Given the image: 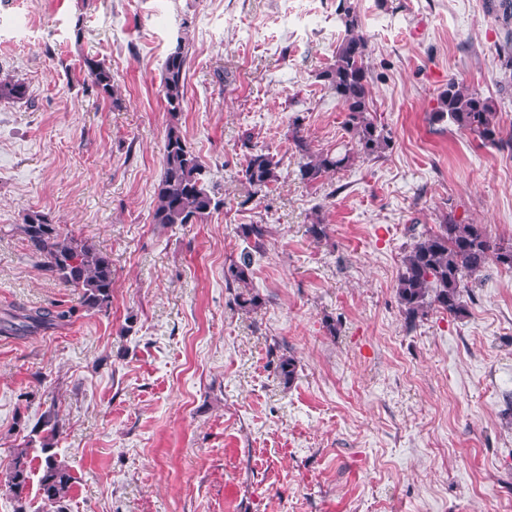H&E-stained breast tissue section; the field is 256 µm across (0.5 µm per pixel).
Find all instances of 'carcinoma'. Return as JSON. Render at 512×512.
I'll return each mask as SVG.
<instances>
[{"mask_svg":"<svg viewBox=\"0 0 512 512\" xmlns=\"http://www.w3.org/2000/svg\"><path fill=\"white\" fill-rule=\"evenodd\" d=\"M488 11L503 30L499 45L500 69L505 82L512 86V0H486ZM336 14L345 35L336 47L334 60L318 75L336 96L345 112V129L352 150L333 154L315 153L300 118L292 122L291 141L298 155L297 175L308 184L322 181L329 174L347 167L362 158H377L392 144L391 133L378 122L373 110L372 77L365 63L367 43L360 32V19L350 0H338ZM187 52L177 42L168 54L161 78V93L171 116L164 143L163 172L155 189L153 223L161 226L200 224L219 209L220 202L205 189L203 165L188 146L179 125L178 115L184 102V82ZM84 66L91 87L103 97L115 98L112 73L102 62L85 58ZM25 84L13 78L0 79V102H18L26 97ZM434 124L445 121L473 137L482 145L512 152V130L501 125L491 102L479 93L450 79L437 97L430 113ZM243 146L245 164L241 174L252 193L256 194L276 180L278 162L269 149L257 147L250 139ZM21 232L32 254L42 260L45 271L81 296L88 311L100 310L112 301V259L87 240L65 233L49 214L28 211L24 214ZM240 233L260 246L270 235L266 224H242ZM512 270V242L492 237L484 224L458 221L444 214L440 224L418 234L402 259L395 292L405 320L413 324L425 319L433 310L460 317L466 307L462 301L468 280L476 279L489 262ZM252 261L241 256L224 266L226 285L240 288L236 295L239 307L257 309L263 299L248 288ZM72 317V311L20 308L9 315V328L17 334H30ZM278 371L286 383L297 375L296 359L289 355L280 359ZM62 425L57 413L43 415L32 428L41 435L44 460L39 478L44 504L52 512H64V499L73 482L70 468L52 453V445ZM32 439H26L13 449L12 458L4 468V486L16 501V512H26L23 494L30 479L28 449Z\"/></svg>","mask_w":512,"mask_h":512,"instance_id":"cac0c4a2","label":"carcinoma"}]
</instances>
